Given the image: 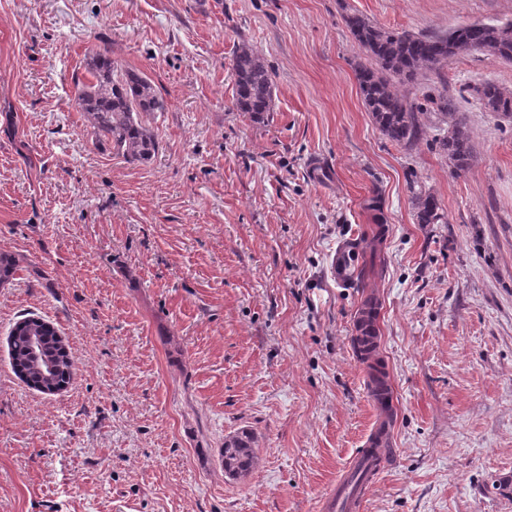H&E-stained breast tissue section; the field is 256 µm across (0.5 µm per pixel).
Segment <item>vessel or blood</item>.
<instances>
[{
  "label": "vessel or blood",
  "instance_id": "obj_1",
  "mask_svg": "<svg viewBox=\"0 0 512 512\" xmlns=\"http://www.w3.org/2000/svg\"><path fill=\"white\" fill-rule=\"evenodd\" d=\"M356 345L370 372V400L378 420L366 436L363 448L349 465L350 471L362 475L363 485L354 487L347 478H340L322 499L321 512H361L365 496L364 484L377 478L388 464L390 425L385 422L384 416L394 404L391 384L377 356L378 339L368 327L358 329Z\"/></svg>",
  "mask_w": 512,
  "mask_h": 512
}]
</instances>
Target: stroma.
Listing matches in <instances>:
<instances>
[{
  "label": "stroma",
  "mask_w": 512,
  "mask_h": 512,
  "mask_svg": "<svg viewBox=\"0 0 512 512\" xmlns=\"http://www.w3.org/2000/svg\"><path fill=\"white\" fill-rule=\"evenodd\" d=\"M351 12L445 33L512 23V0H0V512H320L375 421L367 297L395 460L363 512H512V114L474 92L512 90V63L401 85L423 128L405 148L363 102ZM242 46L274 84L260 121L233 99ZM100 49L166 101L150 162L74 105ZM439 96L466 116L467 171L434 145ZM413 182L447 223H417ZM25 315L70 352L56 393L11 365ZM243 430L255 463L233 479L220 450ZM475 92L484 111L511 115L512 91L505 90L496 83L486 82L477 87Z\"/></svg>",
  "instance_id": "1"
}]
</instances>
